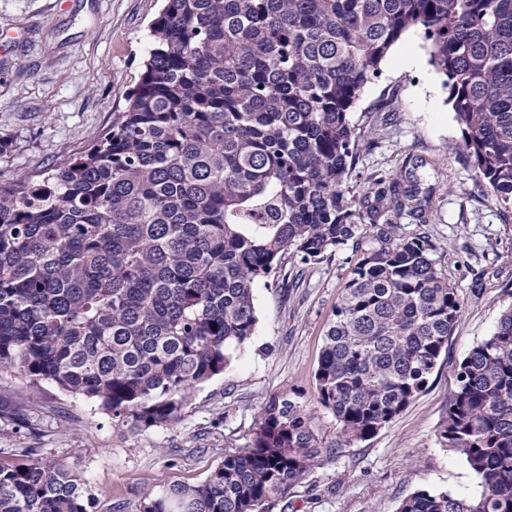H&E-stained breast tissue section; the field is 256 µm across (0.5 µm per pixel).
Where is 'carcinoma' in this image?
Segmentation results:
<instances>
[{
  "instance_id": "1",
  "label": "carcinoma",
  "mask_w": 512,
  "mask_h": 512,
  "mask_svg": "<svg viewBox=\"0 0 512 512\" xmlns=\"http://www.w3.org/2000/svg\"><path fill=\"white\" fill-rule=\"evenodd\" d=\"M410 30L445 76L459 148L512 207V0H163L127 106L79 158L0 186V377L90 401L131 430L174 423L254 336V288L287 256L316 263L370 219L379 246L345 285L315 371L336 447L366 440L428 387L463 312L421 220L436 187L407 171L359 202L349 120ZM439 443L470 493L419 490L397 512H512V308L456 374ZM0 466V512H88L85 480L30 448ZM333 452L295 399L247 448L144 512H262Z\"/></svg>"
}]
</instances>
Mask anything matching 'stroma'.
I'll return each instance as SVG.
<instances>
[{"mask_svg":"<svg viewBox=\"0 0 512 512\" xmlns=\"http://www.w3.org/2000/svg\"><path fill=\"white\" fill-rule=\"evenodd\" d=\"M161 8L162 0H0V185L65 166L111 127L138 80ZM407 53L414 65L402 64ZM443 81L422 35L409 32L349 114L369 143L353 166L352 195L409 167L434 185L424 221L402 217L397 233H426L464 300L427 390L393 423L337 446L339 426L319 403L314 377L351 271L376 245L365 224L358 247L314 264L287 258L256 284L254 336L224 374L194 391L173 425L132 433L47 383L39 407L22 412L21 380L0 379V466L15 463L14 449L32 448L85 478L93 512H143L148 493L206 480L225 450L248 447L269 404L297 393L334 451L265 512H396L421 489L470 491L471 475L437 434L459 364L512 306V209L495 202L460 157Z\"/></svg>","mask_w":512,"mask_h":512,"instance_id":"stroma-1","label":"stroma"}]
</instances>
